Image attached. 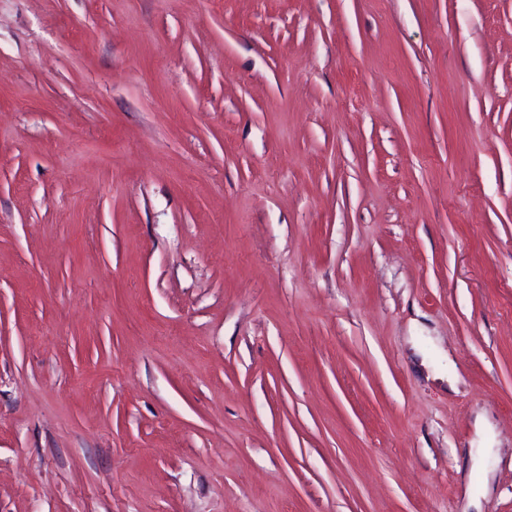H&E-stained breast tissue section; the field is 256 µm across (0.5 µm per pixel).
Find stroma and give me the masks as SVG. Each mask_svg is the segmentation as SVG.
Instances as JSON below:
<instances>
[{
  "label": "stroma",
  "instance_id": "obj_1",
  "mask_svg": "<svg viewBox=\"0 0 512 512\" xmlns=\"http://www.w3.org/2000/svg\"><path fill=\"white\" fill-rule=\"evenodd\" d=\"M0 512H512V0H0Z\"/></svg>",
  "mask_w": 512,
  "mask_h": 512
}]
</instances>
